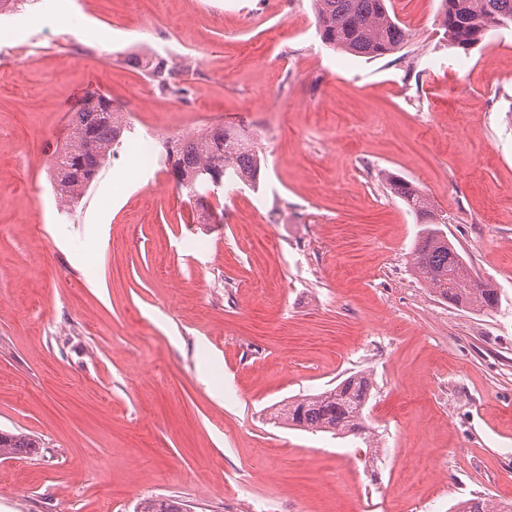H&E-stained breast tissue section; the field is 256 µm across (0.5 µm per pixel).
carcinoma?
Returning <instances> with one entry per match:
<instances>
[{
    "label": "carcinoma",
    "mask_w": 512,
    "mask_h": 512,
    "mask_svg": "<svg viewBox=\"0 0 512 512\" xmlns=\"http://www.w3.org/2000/svg\"><path fill=\"white\" fill-rule=\"evenodd\" d=\"M318 34L324 44L369 59L384 58L404 45L406 33L391 14L389 0H312ZM512 24V0H440L439 26L448 45L468 51L493 27ZM144 71L162 94L180 96L186 88L174 81L177 69L162 57L145 61ZM131 131L127 117L112 100L88 93L82 106L73 113L70 133L62 146L55 148L53 190L57 200L70 207L83 197L98 170L114 154L124 133ZM165 160H174L179 188L194 198L204 192L216 162L223 163L222 181L257 183L261 157L255 143L235 124H217L191 135L164 143ZM386 189L402 200L421 224L411 252L417 276L435 293L455 306L479 311L495 308L499 293L488 283L475 282L470 265L444 235L431 201L411 182L388 173ZM371 381L356 373L336 387L284 403L274 418L305 431L334 435H357L367 430L366 408ZM37 441L0 432V457L12 458L38 453ZM456 512H512L498 509L476 498L455 505ZM138 512H182L171 499H146Z\"/></svg>",
    "instance_id": "obj_1"
}]
</instances>
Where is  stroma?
Wrapping results in <instances>:
<instances>
[{
	"label": "stroma",
	"instance_id": "obj_1",
	"mask_svg": "<svg viewBox=\"0 0 512 512\" xmlns=\"http://www.w3.org/2000/svg\"><path fill=\"white\" fill-rule=\"evenodd\" d=\"M409 38L326 47L311 0H35L0 14V512H454L512 502V27L450 49L440 0H392ZM294 31L277 44L280 24ZM168 58L161 94L134 58ZM134 128L71 210L49 160L89 92ZM242 125L258 187L199 206L142 143ZM412 181L477 279L464 309L417 280ZM374 380L371 436L270 421ZM40 446L37 441L8 432H0V457L12 458L18 455L29 456L38 453Z\"/></svg>",
	"mask_w": 512,
	"mask_h": 512
}]
</instances>
